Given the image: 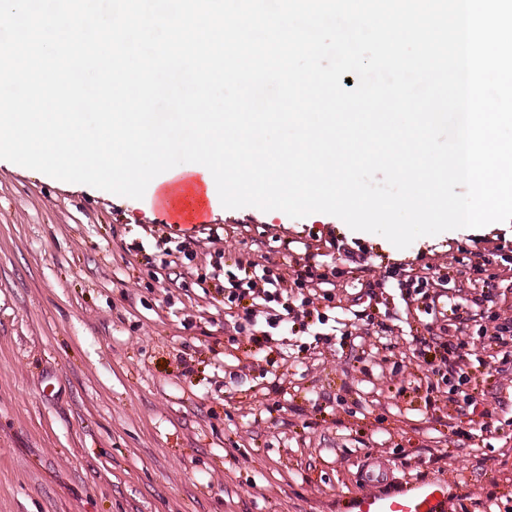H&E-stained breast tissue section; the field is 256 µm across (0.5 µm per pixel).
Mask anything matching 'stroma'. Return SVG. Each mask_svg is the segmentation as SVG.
<instances>
[{"instance_id":"obj_1","label":"stroma","mask_w":512,"mask_h":512,"mask_svg":"<svg viewBox=\"0 0 512 512\" xmlns=\"http://www.w3.org/2000/svg\"><path fill=\"white\" fill-rule=\"evenodd\" d=\"M149 193L0 159V512H353L374 461L375 492L440 482L447 512H512V356L491 340L512 326V222L400 250L323 213L219 204L188 230ZM459 246L492 301L449 273ZM311 254L335 287L295 285ZM258 265L318 317L226 306ZM404 269L434 299L405 302ZM459 315L482 366L426 372L418 337L454 340Z\"/></svg>"}]
</instances>
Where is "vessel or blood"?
<instances>
[{
  "label": "vessel or blood",
  "instance_id": "obj_1",
  "mask_svg": "<svg viewBox=\"0 0 512 512\" xmlns=\"http://www.w3.org/2000/svg\"><path fill=\"white\" fill-rule=\"evenodd\" d=\"M154 208L168 212L177 224H200L206 217L202 207H192L186 211L171 208L166 196L152 200ZM448 500L447 489L436 483H417L396 495H379L371 491L363 492L356 500V512H445Z\"/></svg>",
  "mask_w": 512,
  "mask_h": 512
}]
</instances>
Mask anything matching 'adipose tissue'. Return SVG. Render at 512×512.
I'll use <instances>...</instances> for the list:
<instances>
[{"label":"adipose tissue","mask_w":512,"mask_h":512,"mask_svg":"<svg viewBox=\"0 0 512 512\" xmlns=\"http://www.w3.org/2000/svg\"><path fill=\"white\" fill-rule=\"evenodd\" d=\"M73 119V114L59 112L56 98H43L36 105L27 98H18L12 112L0 115V151L39 156L45 166L64 167L72 175L106 184L118 192L142 184L157 192L171 188L173 178L166 174L165 163L145 169L133 158L118 168L113 166L112 153L107 148L108 142L124 139L130 152H137L143 143L141 131L152 125V113L137 112L132 121L108 123L99 139L74 135L70 127ZM183 120L204 136L201 146L194 150L193 163L184 170L185 175L199 184L208 203L218 202L225 195L238 196L236 184L224 179L223 113L207 111L200 103L194 111L184 113Z\"/></svg>","instance_id":"1"}]
</instances>
